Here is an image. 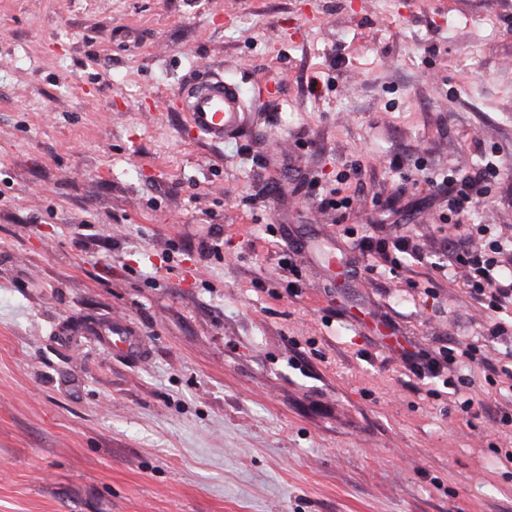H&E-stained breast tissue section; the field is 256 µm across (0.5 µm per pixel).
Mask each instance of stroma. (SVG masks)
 <instances>
[{
    "label": "stroma",
    "instance_id": "35a3bbf8",
    "mask_svg": "<svg viewBox=\"0 0 512 512\" xmlns=\"http://www.w3.org/2000/svg\"><path fill=\"white\" fill-rule=\"evenodd\" d=\"M496 156L451 231L427 180ZM475 224L512 238V0H0V512H512ZM178 95L192 127L213 142H224L240 125L242 96L235 83L212 76L183 84ZM118 330L120 335L113 340L116 349L127 356L137 357L140 355L143 347L139 336H135V332L126 326H122Z\"/></svg>",
    "mask_w": 512,
    "mask_h": 512
}]
</instances>
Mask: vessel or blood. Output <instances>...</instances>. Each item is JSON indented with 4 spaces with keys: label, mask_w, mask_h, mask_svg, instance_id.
<instances>
[{
    "label": "vessel or blood",
    "mask_w": 512,
    "mask_h": 512,
    "mask_svg": "<svg viewBox=\"0 0 512 512\" xmlns=\"http://www.w3.org/2000/svg\"><path fill=\"white\" fill-rule=\"evenodd\" d=\"M178 95L193 128L211 141H223L241 122L240 89L221 77L183 84Z\"/></svg>",
    "instance_id": "vessel-or-blood-1"
}]
</instances>
